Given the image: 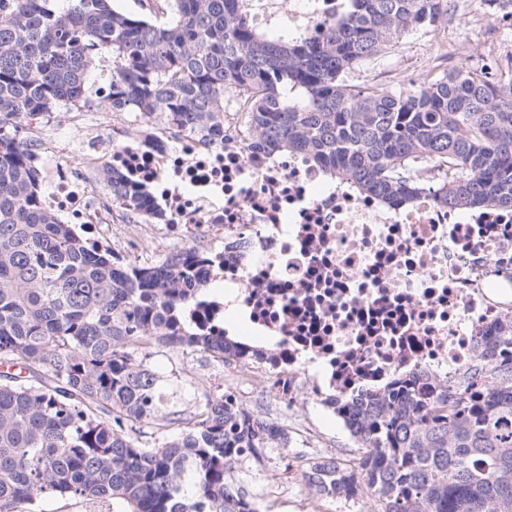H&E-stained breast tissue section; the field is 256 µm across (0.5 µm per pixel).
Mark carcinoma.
Instances as JSON below:
<instances>
[{"mask_svg":"<svg viewBox=\"0 0 512 512\" xmlns=\"http://www.w3.org/2000/svg\"><path fill=\"white\" fill-rule=\"evenodd\" d=\"M0 0V512L46 497L118 500L125 512H258L236 484L244 450L288 436L224 395L187 418L162 414L159 376L136 353L238 342L184 322L210 257L191 251L148 267L86 246L41 208L29 117L85 103L96 57L112 54V106L177 112L215 133L241 113L253 142L305 153L340 180L388 201L434 186L446 206L512 209V66L437 73L400 89L350 75L403 36L445 22L446 0H350L314 36L267 38L244 0ZM112 198L138 208L148 190L106 172ZM457 386L416 382L329 401L359 463L315 458L307 485L366 512H501L512 499V317L479 348ZM21 364L27 375L10 372ZM151 428V432L144 428Z\"/></svg>","mask_w":512,"mask_h":512,"instance_id":"cac0c4a2","label":"carcinoma"}]
</instances>
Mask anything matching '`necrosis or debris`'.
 Returning a JSON list of instances; mask_svg holds the SVG:
<instances>
[{
  "mask_svg": "<svg viewBox=\"0 0 512 512\" xmlns=\"http://www.w3.org/2000/svg\"><path fill=\"white\" fill-rule=\"evenodd\" d=\"M345 0H306L293 27L313 33ZM45 209L89 248L138 246L210 256L206 279L233 289L246 341L225 358L228 397L311 404L375 395L395 382L455 384L480 341L512 316V212L442 205L434 191L392 204L329 181L300 153L254 146L237 113L216 137L176 114L131 107L84 115L85 165L70 166L31 120ZM117 169L148 189L145 208L113 202L93 178Z\"/></svg>",
  "mask_w": 512,
  "mask_h": 512,
  "instance_id": "1",
  "label": "necrosis or debris"
}]
</instances>
